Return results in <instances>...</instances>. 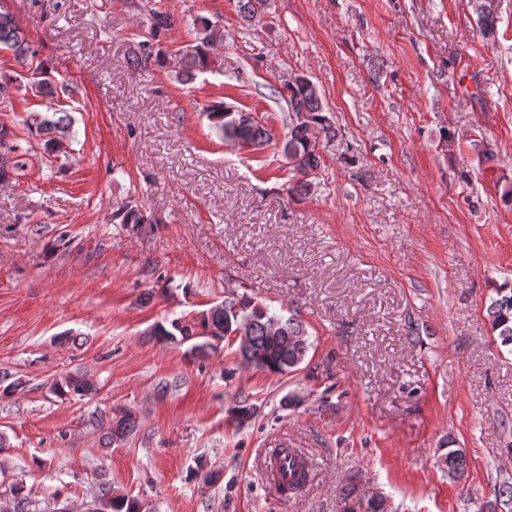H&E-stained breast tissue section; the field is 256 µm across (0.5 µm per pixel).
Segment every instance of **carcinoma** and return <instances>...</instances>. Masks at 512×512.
<instances>
[{
  "label": "carcinoma",
  "instance_id": "obj_1",
  "mask_svg": "<svg viewBox=\"0 0 512 512\" xmlns=\"http://www.w3.org/2000/svg\"><path fill=\"white\" fill-rule=\"evenodd\" d=\"M473 8L478 16L482 31L494 34L495 18L490 0H473ZM153 38L169 30L171 18L160 12L150 15ZM196 42L182 51L176 66V78L182 82L193 79L215 65L211 55L213 34L208 18L196 19ZM0 45L14 51L17 58L26 61L36 55V50L26 39L23 30L13 17L0 11ZM288 104V132L283 146V155L291 172L296 175L291 191L302 193L310 185L309 178L316 174L322 163L318 150V139L334 131L316 86L307 78L295 84L285 85ZM207 118L211 126L224 138L246 146L260 147L270 140V132L249 114L236 112L222 102L210 105ZM70 119L63 114L56 119L40 118L38 127L51 135L46 140V150L58 152L63 148V139L68 133ZM12 131L6 125L0 126V181L9 177L11 171L21 167L10 157L16 146L11 139ZM112 219L121 224H148L150 219L135 203H128L113 212ZM494 296L486 307L491 330L497 333L500 344L512 347V284L504 282L493 289ZM285 308L275 312L253 298L233 292L224 297V302L212 306L200 314L198 322L192 324L180 318L154 327V335L162 338H180L187 342L204 333L213 338L231 336L240 331L249 337L254 357L241 355L242 362L261 371L272 374L292 372L306 358L311 343L302 321L293 311L283 314ZM202 333H197V330ZM95 390L90 379L80 373H70L53 385V392L60 398L68 395L85 396ZM256 407L248 397H243L231 409L234 419L241 422L254 416ZM136 428V418L126 412L109 421L107 435L124 437ZM441 468L452 478L461 477L467 467V457L463 450L450 448L439 458ZM279 467L285 482L280 484L282 494L297 492L308 484L306 462L301 457L288 456L279 463L271 462V467ZM12 507H4L0 512H28V498L24 486L17 483L11 488ZM106 501L108 512H142L140 502L129 496L112 492V487L102 483L98 486L95 502ZM342 512H384L383 498L373 495L364 500L358 496L357 476L353 475L346 484L342 497Z\"/></svg>",
  "mask_w": 512,
  "mask_h": 512
}]
</instances>
